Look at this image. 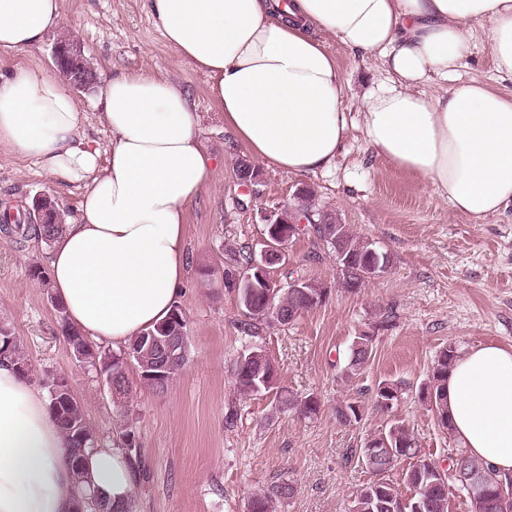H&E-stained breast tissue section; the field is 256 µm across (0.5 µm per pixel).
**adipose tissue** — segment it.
<instances>
[{"label":"adipose tissue","instance_id":"ef3b65f1","mask_svg":"<svg viewBox=\"0 0 512 512\" xmlns=\"http://www.w3.org/2000/svg\"><path fill=\"white\" fill-rule=\"evenodd\" d=\"M166 42L211 79L224 127L250 157L296 175L333 167L348 136L342 75L317 32L377 57L385 86L360 127L375 155L481 219L512 208V94L457 74L474 25L512 77V0H149ZM62 0H0V51L25 53L62 30ZM112 133L93 148L67 81L24 64L0 75V147L85 180L54 243L51 287L74 327L120 347L171 312L185 272L186 207L213 175L186 92L150 74L98 89ZM452 432L467 454L512 475V350H463L448 374ZM125 449H95L85 490L116 512L134 500ZM76 484L43 394L0 360V512H71Z\"/></svg>","mask_w":512,"mask_h":512}]
</instances>
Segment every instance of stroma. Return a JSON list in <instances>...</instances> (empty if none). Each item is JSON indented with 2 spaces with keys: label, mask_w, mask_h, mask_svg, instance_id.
Wrapping results in <instances>:
<instances>
[{
  "label": "stroma",
  "mask_w": 512,
  "mask_h": 512,
  "mask_svg": "<svg viewBox=\"0 0 512 512\" xmlns=\"http://www.w3.org/2000/svg\"><path fill=\"white\" fill-rule=\"evenodd\" d=\"M62 36L80 45L99 76L152 74L185 90L200 115L203 150L217 162L210 183L186 207L184 284L176 297L187 320V364L161 394L144 388L129 369V418L137 441L138 512H248L251 497L293 480L297 491L276 512H347L353 495L372 481L361 450L402 425L423 455L439 465L460 442L438 427L420 400L439 352L492 342L512 349V210L482 220L454 211L436 188L372 156L358 127L365 95L381 86L379 62L353 53L336 37L321 40L344 76L351 127L329 170L298 176L259 165L254 188L236 173L245 148L224 128L209 77L165 42L148 0H63ZM511 93L496 72L482 27L458 73ZM84 181L45 172L35 159L0 148V203L25 209L50 196L75 215ZM310 193L315 212L331 214L358 239L388 253L387 271L351 293L342 287L336 256L311 231L300 232L284 263L270 270L277 287L300 276L327 288L326 300L285 326L244 332L236 289L224 272L232 253L259 254L266 237L263 212L298 207ZM51 248L0 232V318L27 354L29 383L60 376L81 403L102 444L116 437L118 414L96 370L77 362L61 334L51 288L32 275L48 268ZM373 338L367 365L345 378L355 336ZM262 349L277 370L274 388L243 395L234 381L241 354ZM398 385L392 409L373 404L379 382ZM315 395L317 416L306 418L280 402ZM358 402L360 421L335 417L340 403Z\"/></svg>",
  "instance_id": "1"
}]
</instances>
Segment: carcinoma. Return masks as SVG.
Segmentation results:
<instances>
[{
  "instance_id": "obj_1",
  "label": "carcinoma",
  "mask_w": 512,
  "mask_h": 512,
  "mask_svg": "<svg viewBox=\"0 0 512 512\" xmlns=\"http://www.w3.org/2000/svg\"><path fill=\"white\" fill-rule=\"evenodd\" d=\"M36 209L43 213L44 222L41 224H24L22 218L14 217L10 212L3 213L0 219V229L7 234L16 232L23 236H34L47 245L53 244L64 232L65 219L55 201L51 198H40L36 201ZM312 232L328 246H336V230L344 235L347 251L345 254L347 271L342 273V284L350 292L362 288L368 281L366 269L373 262L385 261L387 253L373 248L369 242L354 237L344 224L338 225L333 217L323 215L319 222L311 225ZM252 261V256L243 259L235 258V272L226 273V278L235 282L238 288L239 301L244 308L245 316L250 320L248 326L257 323L287 325L300 314L310 311L320 305L326 298L327 289L310 281L302 288H287L282 290L273 285L271 280L257 288L247 284L245 273ZM60 319L62 336L66 343L78 338L86 346V353L81 362L90 366L108 364L112 368H121L119 360L129 355L131 364L135 365L143 386L154 392H165L174 378L183 370L187 355L186 348L173 346L170 353L162 355L156 348L149 347L143 342V335L132 338L120 353H107L99 348L93 350L85 341V337L68 322L62 308H57ZM373 353L372 337L363 335L353 340L349 349L342 375L352 377L362 370ZM8 358L21 375L22 366L27 364L25 351L10 327L0 321V358ZM458 357L457 348L450 345L443 349L433 367L432 380L423 389L421 396L429 401L439 426L451 430L447 406L444 403L448 372ZM165 363V377L160 381H152L146 376L159 362ZM276 370L271 359L262 350H253L240 356L235 365V383L242 393H258L273 388ZM129 381L127 369L117 377L116 407L118 408V426L120 437L124 438L133 432L132 424L128 421L125 409L128 399ZM398 386L390 382H381L376 388L374 404L382 407L383 400H396ZM288 407L299 414L310 417L318 413L320 403L318 398L307 396L299 402L287 401ZM49 411L57 421L66 441L68 464L75 478H81L83 465L89 453L97 445L94 430L88 424L81 403L74 397L60 402V406L49 405ZM336 418L343 423L361 420L360 406L355 403L340 405L336 408ZM388 447L376 449L372 459L366 457L362 461L366 468L377 474L378 479L359 488L351 501L349 512H401L403 498L395 487L386 479V474L392 471L402 458H414L416 462L405 472L404 480L413 490L411 508L406 512H415L414 506L420 507V512H448V496L457 490L469 499L472 512H512V477L500 476L493 469L459 450L448 457V468L439 470L436 462L419 455L420 449L415 447V439L402 425L391 427L385 437ZM464 467L468 473L478 478V484L465 487L451 474L452 470ZM295 493L291 481H281L269 486L266 490L253 497L250 512H274V504L279 500L291 498Z\"/></svg>"
}]
</instances>
